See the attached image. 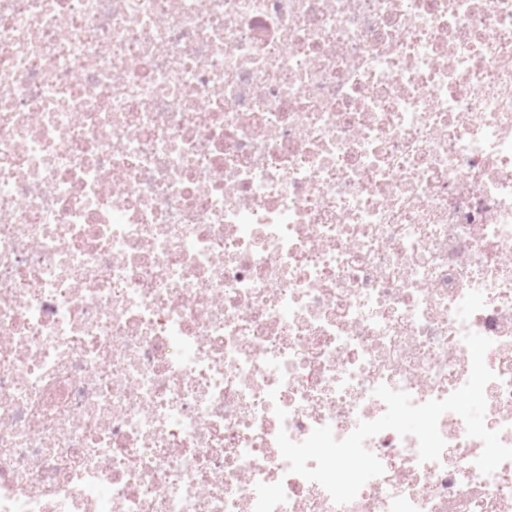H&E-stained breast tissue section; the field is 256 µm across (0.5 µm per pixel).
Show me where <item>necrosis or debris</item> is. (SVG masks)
I'll list each match as a JSON object with an SVG mask.
<instances>
[{"label":"necrosis or debris","instance_id":"4bbe7bcc","mask_svg":"<svg viewBox=\"0 0 512 512\" xmlns=\"http://www.w3.org/2000/svg\"><path fill=\"white\" fill-rule=\"evenodd\" d=\"M467 331L512 447V0H0V512H512L453 412L344 505L276 443Z\"/></svg>","mask_w":512,"mask_h":512}]
</instances>
